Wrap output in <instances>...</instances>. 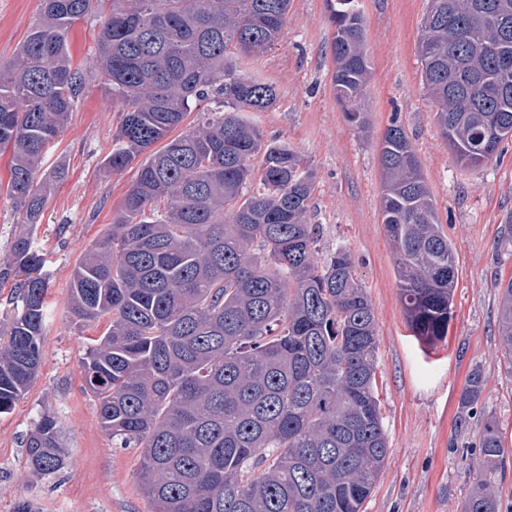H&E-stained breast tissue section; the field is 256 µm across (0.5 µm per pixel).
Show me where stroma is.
<instances>
[{
	"instance_id": "35a3bbf8",
	"label": "stroma",
	"mask_w": 512,
	"mask_h": 512,
	"mask_svg": "<svg viewBox=\"0 0 512 512\" xmlns=\"http://www.w3.org/2000/svg\"><path fill=\"white\" fill-rule=\"evenodd\" d=\"M41 0H0V65L8 64L40 13ZM366 21L371 78L362 102L365 129L346 118L332 88L331 29L325 0H291L279 41L241 66L274 84L276 106L247 118L267 137L296 149L316 173L309 223L319 225L317 260L336 247L352 254L373 303L378 332L377 387L389 452L365 512H461L487 470L479 439L495 416L512 447V357L497 335L498 280L512 278V245H501L512 212V141L493 160L461 166L434 120L422 82L418 40L428 0H359ZM100 16L69 34L74 67L87 86L65 130L44 150L43 168L62 164L66 181L50 198L34 240L49 275L44 356L28 392L0 414V512L29 501L37 512H151L138 481L140 451L113 446L100 428L97 401L82 359L108 320L76 322L67 306L74 265L105 236L136 176V165L104 173L121 114L92 78ZM399 121L423 160L439 219L455 248L457 282L445 339L428 347L411 336L398 300L394 253L379 215L378 144ZM10 150H0V257L22 230L7 194ZM481 367L485 382L467 425L456 428L466 377ZM54 414L66 450L62 469L35 473L24 440L44 413Z\"/></svg>"
}]
</instances>
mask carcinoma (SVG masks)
I'll use <instances>...</instances> for the list:
<instances>
[{
	"label": "carcinoma",
	"mask_w": 512,
	"mask_h": 512,
	"mask_svg": "<svg viewBox=\"0 0 512 512\" xmlns=\"http://www.w3.org/2000/svg\"><path fill=\"white\" fill-rule=\"evenodd\" d=\"M289 4L111 0L97 36L96 77L123 112L104 168L145 159L110 233L73 268L68 302L81 322L109 320L87 347L85 381L100 428L117 447L140 450L139 482L154 512H364L387 459L371 298L346 248L314 257L315 177L304 158L240 116L272 109L278 93L233 50L270 49ZM99 9V0H41L38 23L0 68V149L12 150L8 195L26 224L0 258V280L24 275L20 314L0 345V413L25 395L43 359L48 281L33 235L66 169L42 176L41 158L87 84L71 66L69 31ZM505 10L512 0H431L422 21V81L463 166L490 161L512 139ZM327 11L336 101L363 127L365 17L358 0H327ZM206 101L202 119L172 135ZM378 162L405 320L433 345L453 316L454 247L402 125L386 128ZM497 287L498 336L512 356V278ZM483 388L475 367L457 427ZM25 448L34 471L63 467L55 416L42 417ZM479 448L490 471L512 451L493 417ZM461 512H500L493 480L477 482Z\"/></svg>",
	"instance_id": "obj_1"
}]
</instances>
